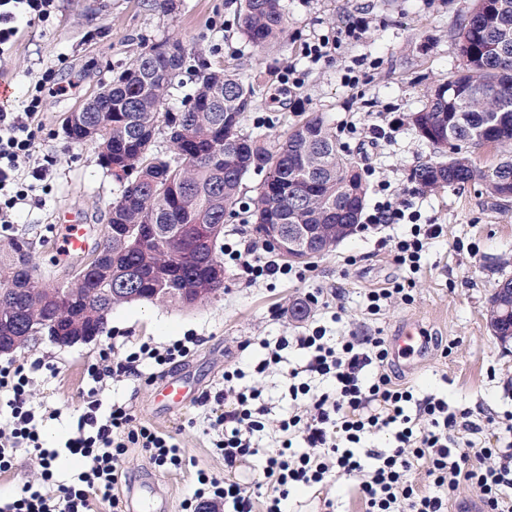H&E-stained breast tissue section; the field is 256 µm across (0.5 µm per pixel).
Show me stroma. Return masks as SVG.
<instances>
[{"instance_id":"35a3bbf8","label":"stroma","mask_w":512,"mask_h":512,"mask_svg":"<svg viewBox=\"0 0 512 512\" xmlns=\"http://www.w3.org/2000/svg\"><path fill=\"white\" fill-rule=\"evenodd\" d=\"M164 11L154 0H56L47 22L22 26L8 53L0 59V81L13 93L7 109L20 111L32 79L52 70L56 83L67 86L63 95L47 97L40 125L34 130V150L49 168L36 197L16 212L11 231H0V242L17 237L31 244L30 262L44 273L62 255L56 248L60 221L67 211L83 223L101 228L121 192L120 183L99 165L93 144H75L64 133V120L102 84L110 82L147 45L180 40L190 59L179 76L183 91L193 87L196 68L203 63L230 65L251 74L255 104L244 128L266 142L282 139L296 121L311 112L323 113L338 129L339 144L368 177L369 202L380 195L378 182L409 200L423 224H444L446 239L427 250L424 268L416 277L415 301L391 307L376 320L363 316V292L397 275L387 251L379 249L377 234L357 231L336 249L313 259L309 279L281 280L274 287H249L232 269L224 271V289L216 297L192 307L131 301L113 308L103 335L61 346L47 336L27 347L0 354V364H31L34 372L31 404L36 411L58 410L57 418L42 423V437L59 446L75 429L84 409L86 369L95 362L110 337L127 343L166 342L188 333L201 336L197 352L176 365V372L200 384L202 391L221 387L224 368L263 358L260 342L294 334L300 323L289 310L310 288L339 292L345 306L341 320H327L334 335L382 330L395 337L412 327L428 343L413 361H396L394 370L419 395L447 399L450 409H470L486 420L480 436L486 447H496L495 420L512 412V345L498 344L485 321V307L498 283L512 278V202L494 204L480 183L421 192L410 181L411 169L435 158L432 146L409 123L427 91L444 83L460 63L453 31L468 15L473 0H284L288 30L282 42L259 48L245 41L236 28L239 0H173ZM365 16L369 28L358 39L338 36L356 16ZM328 39L329 56L311 63L308 44ZM354 68L356 83L344 79ZM295 73L300 84L287 80ZM399 118L390 137L368 141L346 135L340 127L353 119L357 126H384ZM475 245V254L456 252L453 241ZM248 349H241L242 341ZM453 344L442 356L439 343ZM156 385L143 380L110 382L108 400L133 406L141 423L171 434L187 460L185 469L160 472L140 449H131L125 475L117 487L120 497L135 499L155 488L164 512H180L193 490V475L203 468L223 475L224 460L196 425L197 405L165 412L155 402Z\"/></svg>"}]
</instances>
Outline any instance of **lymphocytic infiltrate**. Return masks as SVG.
Here are the masks:
<instances>
[{
  "label": "lymphocytic infiltrate",
  "instance_id": "obj_1",
  "mask_svg": "<svg viewBox=\"0 0 512 512\" xmlns=\"http://www.w3.org/2000/svg\"><path fill=\"white\" fill-rule=\"evenodd\" d=\"M55 0H0V55L8 50L24 23L47 20ZM63 86L42 75L27 91L24 109H0V223L11 226V213L25 204L31 180H44L48 169L34 156L32 122L41 114L46 96L65 94ZM377 201L360 226L380 234L395 264L409 273L422 269L428 246L444 237L440 224H421L407 202L379 183ZM409 230L393 234L400 221ZM224 263L237 270L246 285L272 280H301L305 274L263 255L256 244L232 237L224 241ZM201 343L187 335L162 345L142 341L133 345L109 343L87 368L90 385L84 411L62 449L44 447L41 418L31 406L33 379L24 366L0 365V473L14 465L15 452L25 448L40 460V489L25 486L0 500V512H94L96 503L111 512H126L114 488L124 474L130 449L143 451L155 468H181L184 459L172 436L138 422L126 403H105L110 380L142 378L146 371L162 374L189 356ZM265 356L252 371L234 366L224 370V383L198 400L204 432L223 456L225 477L198 471L193 494L182 512H253L250 489L264 491V512H287L289 487L324 483L328 477L347 479L364 512H448V502L460 485L471 486L481 512H512V414L497 424L502 433L496 448L478 446L481 430L472 413L452 411L447 400L416 398L398 384L392 373L393 348L385 336L332 337L319 319L292 336L263 341ZM279 371L296 407L280 419L272 448L263 451L265 463L252 486L234 473L258 451L255 439L264 433L270 409L258 388L245 385L247 374L264 376ZM468 439H461V432ZM385 432L392 438L388 451L367 447L370 437ZM82 461L77 479L57 483L54 462L60 453ZM423 469L426 487L413 473Z\"/></svg>",
  "mask_w": 512,
  "mask_h": 512
}]
</instances>
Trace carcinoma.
Returning a JSON list of instances; mask_svg holds the SVG:
<instances>
[{
    "label": "carcinoma",
    "mask_w": 512,
    "mask_h": 512,
    "mask_svg": "<svg viewBox=\"0 0 512 512\" xmlns=\"http://www.w3.org/2000/svg\"><path fill=\"white\" fill-rule=\"evenodd\" d=\"M237 26L265 47L288 28L283 0H240ZM461 63L448 82L411 113L418 135L440 155L415 166L410 180L423 191L480 181L488 197L512 200V0H474L457 32ZM188 57L176 41L146 46L112 82L93 95L102 112H72L65 134L91 142L100 163L123 183L112 200L102 242L64 279L41 283L29 243L0 245V341L19 348L55 327L103 333L112 307L128 302L110 288L133 286L145 297L182 307L224 288L218 240L239 204L250 173L265 174L245 205L255 232L267 224H320L334 240L336 225L361 223L367 187L319 112L273 144L243 128L256 88L248 74L203 63L181 107L166 108ZM482 150L495 159L480 165ZM147 225L150 236H137ZM486 320L512 336V294L492 295ZM34 321L35 330L15 320Z\"/></svg>",
    "instance_id": "carcinoma-1"
}]
</instances>
